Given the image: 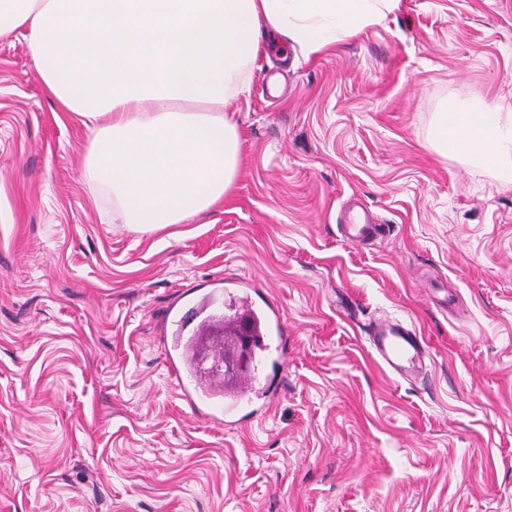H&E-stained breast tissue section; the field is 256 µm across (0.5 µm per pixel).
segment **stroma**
<instances>
[{"instance_id":"1","label":"stroma","mask_w":512,"mask_h":512,"mask_svg":"<svg viewBox=\"0 0 512 512\" xmlns=\"http://www.w3.org/2000/svg\"><path fill=\"white\" fill-rule=\"evenodd\" d=\"M227 109L241 157L205 215L106 224L91 133L0 40V512H512V184L429 143L450 100L512 110V0H400ZM357 201L383 232L349 244ZM259 285L288 328L237 425L182 400L160 317ZM423 337L384 370L369 322ZM368 339L373 352L393 376L410 379L426 373L427 350L415 328L383 316L369 323Z\"/></svg>"}]
</instances>
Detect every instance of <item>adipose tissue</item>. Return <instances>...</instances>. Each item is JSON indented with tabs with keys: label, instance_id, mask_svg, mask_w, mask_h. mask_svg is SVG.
<instances>
[{
	"label": "adipose tissue",
	"instance_id": "1",
	"mask_svg": "<svg viewBox=\"0 0 512 512\" xmlns=\"http://www.w3.org/2000/svg\"><path fill=\"white\" fill-rule=\"evenodd\" d=\"M399 0H0L40 80L92 133L87 178L109 220L151 233L207 213L232 188L240 138L225 114L265 32L310 55L380 23ZM440 152L512 182V113L448 103Z\"/></svg>",
	"mask_w": 512,
	"mask_h": 512
}]
</instances>
